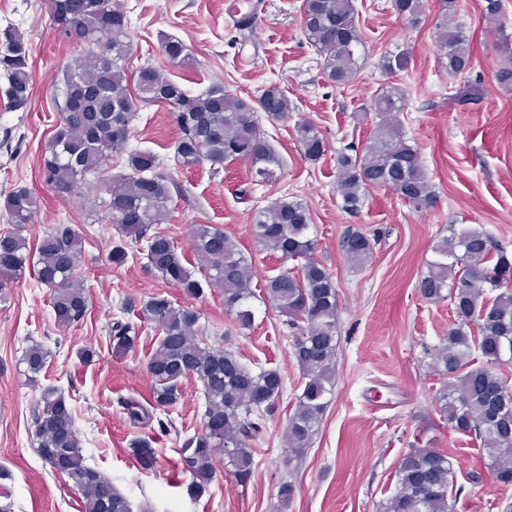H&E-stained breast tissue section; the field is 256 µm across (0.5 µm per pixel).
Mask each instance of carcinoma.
Returning a JSON list of instances; mask_svg holds the SVG:
<instances>
[{
  "instance_id": "1",
  "label": "carcinoma",
  "mask_w": 512,
  "mask_h": 512,
  "mask_svg": "<svg viewBox=\"0 0 512 512\" xmlns=\"http://www.w3.org/2000/svg\"><path fill=\"white\" fill-rule=\"evenodd\" d=\"M454 7L455 0H444L436 29L439 63L449 75L458 76L470 69L472 54L469 37L449 23ZM422 8V0H394V9L411 27L422 22ZM49 14L55 33L84 46L77 66L63 74V95L78 97L81 110L62 112L44 145L42 176L55 192L70 196L88 177L99 178L112 152L124 147L137 110L152 103L170 107L181 131L175 146L179 166L207 164L217 174L225 162L243 159L250 162L255 181L264 183L276 176L280 158L255 113L288 117L293 106L281 89L270 87L250 101L227 93L217 83L193 97L151 65L128 74L132 41L125 15L114 0H49ZM302 14L304 36L323 57L327 79L338 85L352 83L359 72L360 44L352 0H302ZM103 39L111 45L108 59L97 53ZM161 48L173 64L188 59L186 46L175 38L165 39ZM0 72L9 81L12 107L25 106L32 78L29 49L24 36L11 27L0 30ZM404 102L399 88H380L369 108L378 122L364 147L354 155L337 154V190L346 212L358 213L366 190L373 187L395 191L419 211L435 207L437 195L418 150L398 128ZM295 133L305 158L317 161L325 155L326 143L312 122H299ZM128 167L130 173L107 180L104 204L112 223L137 242L156 239L146 257L167 282L190 296L201 294L205 286L221 292L238 326L251 327L256 299L251 262L223 229L196 224L192 249L203 279L195 278L172 238L154 229L168 215L174 184L155 171V158L149 153L131 154ZM5 206L16 230L0 233V282L32 266L37 279L51 290L57 323L66 327L80 323L88 312L86 289L76 276L82 254L80 233L70 224H58L32 250L21 231L37 209L36 196L18 186L8 193ZM311 228L309 209L298 200L273 202L258 212L252 228L266 249L285 260L301 261L299 271L286 268L263 287L267 302L288 316L293 356L302 372L301 392L287 422L288 445L298 453L312 444L329 406L338 347L336 287L329 269L314 258L317 239ZM376 243V237L351 230L343 236L341 248L349 263L362 267L372 260ZM433 253L417 288L431 303L449 302L455 313L453 326L433 351V368L442 383L435 403L453 431L481 442L497 482L509 486L512 387L498 369L512 363V285L508 283L512 258L481 227H450ZM125 309L137 312L140 320L159 331L148 362L154 382L151 405L133 398L123 401L130 423L148 425L152 409L179 400L182 379L196 378L204 394L201 429L179 448L181 471L189 475L187 492L196 499L207 491L219 455L228 459L237 483L246 485L254 467L250 443L283 395L280 372L253 370L234 351L210 347L199 337L200 313L162 294L140 303L128 301ZM136 342L134 325L112 323L109 344L114 355L126 354ZM476 351L484 359L480 365L474 360ZM22 361L29 381L39 382L46 351L34 344ZM34 434L42 460L81 492L83 512H132L130 501L112 481L85 464L74 408L53 385L41 387ZM132 448L143 469L158 468L150 440L140 438ZM296 492L290 481L279 486L277 512H286ZM457 492L451 458L435 448H414L402 459L395 490L381 512H453Z\"/></svg>"
}]
</instances>
